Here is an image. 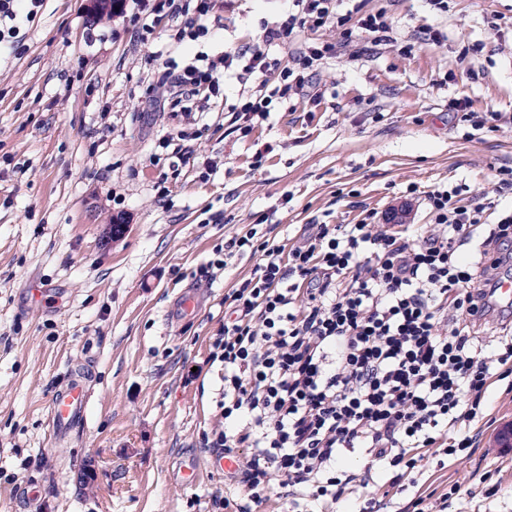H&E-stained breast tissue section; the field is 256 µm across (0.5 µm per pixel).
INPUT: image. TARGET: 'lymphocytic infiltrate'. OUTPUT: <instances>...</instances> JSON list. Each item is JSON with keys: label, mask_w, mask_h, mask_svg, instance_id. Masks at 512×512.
I'll return each instance as SVG.
<instances>
[{"label": "lymphocytic infiltrate", "mask_w": 512, "mask_h": 512, "mask_svg": "<svg viewBox=\"0 0 512 512\" xmlns=\"http://www.w3.org/2000/svg\"><path fill=\"white\" fill-rule=\"evenodd\" d=\"M133 3L140 44L164 21L176 47L217 34L213 0ZM42 5L0 0V47L14 46L21 21H35ZM338 8L339 0H286L255 44L168 58L149 86L179 119L162 148L189 163L198 116L223 102L228 77L240 84L230 122L244 134L294 96L321 104L314 79L336 46L315 32L337 29L348 44L358 30L374 43L399 44L385 11L355 18ZM305 31L310 37L292 58L273 55ZM462 192L428 191L431 222L417 236L389 231L369 214L341 227L306 225L288 250L270 237L256 242L251 232L228 242V253L259 261L224 297L210 352L224 368V429L204 443L228 456L245 449L238 465L245 497L283 486L306 512H331L354 491L352 476L336 471L344 452H364L395 487L417 467L421 449L453 456L469 447V438L453 434L479 418L489 378L507 379L503 367L512 361V327L484 358L468 332L477 298L492 297L500 268L512 263V208L473 203ZM483 228L478 261L460 260L459 248Z\"/></svg>", "instance_id": "obj_1"}]
</instances>
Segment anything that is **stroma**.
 Segmentation results:
<instances>
[{
    "label": "stroma",
    "instance_id": "1",
    "mask_svg": "<svg viewBox=\"0 0 512 512\" xmlns=\"http://www.w3.org/2000/svg\"><path fill=\"white\" fill-rule=\"evenodd\" d=\"M214 3L230 47L258 39L283 6ZM341 8L383 10L403 31L431 26L446 39L408 56L357 39L326 60L321 105L293 98L247 135L215 108L195 160L175 172L152 156L177 120L146 93L170 47L163 34L134 42L132 0L102 21L89 0H44L16 51L0 55V512H291L285 488L239 496L203 446L224 428L222 370L209 360L224 297L257 258L235 256L211 277L208 263L261 215L287 248L304 225L369 212L394 230L427 224V191L488 195L493 168L512 165V0H448L444 13L422 0ZM459 97L495 120L459 121L448 110ZM74 369L88 376L87 419L54 440L48 399ZM509 422L512 392L498 381L471 447L426 449L396 492L383 493L386 477L363 453L337 467L358 476L371 512H412L419 498L430 512H512V450L496 445ZM26 482L43 491L37 507L14 495Z\"/></svg>",
    "mask_w": 512,
    "mask_h": 512
}]
</instances>
